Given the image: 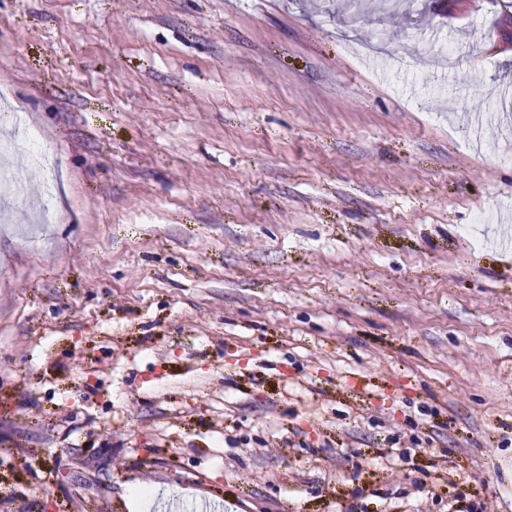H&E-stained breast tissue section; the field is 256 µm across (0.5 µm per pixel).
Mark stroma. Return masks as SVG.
<instances>
[{
	"mask_svg": "<svg viewBox=\"0 0 512 512\" xmlns=\"http://www.w3.org/2000/svg\"><path fill=\"white\" fill-rule=\"evenodd\" d=\"M0 106V512H512V0H0ZM23 137L26 139L27 144H29V163L52 173L55 169L56 162L52 150L45 145L33 143V131L29 130L28 127ZM45 181V193L39 201L40 219L43 224H55L62 218V213L57 208L54 201L57 181L53 175L47 177Z\"/></svg>",
	"mask_w": 512,
	"mask_h": 512,
	"instance_id": "35a3bbf8",
	"label": "stroma"
}]
</instances>
